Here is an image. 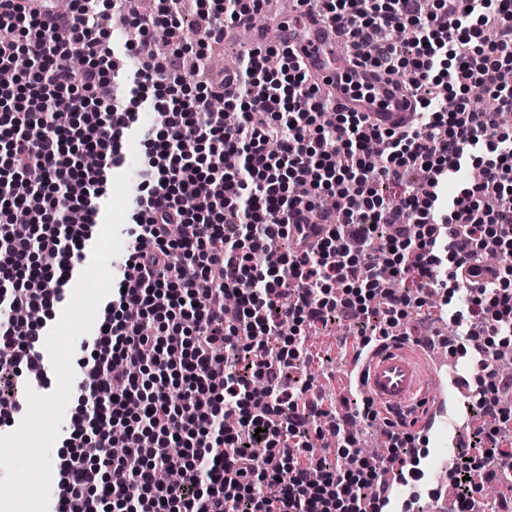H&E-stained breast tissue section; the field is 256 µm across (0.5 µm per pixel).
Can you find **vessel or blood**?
<instances>
[{
    "label": "vessel or blood",
    "instance_id": "1",
    "mask_svg": "<svg viewBox=\"0 0 512 512\" xmlns=\"http://www.w3.org/2000/svg\"><path fill=\"white\" fill-rule=\"evenodd\" d=\"M271 42L291 48L342 111L366 113L385 129L408 123L406 99L394 85L378 82L372 68L356 65L345 48V35L316 10H295L272 20L269 28H254V46ZM353 370L358 389L382 412L410 415L419 430L445 428L442 382L429 373L417 345L375 348Z\"/></svg>",
    "mask_w": 512,
    "mask_h": 512
}]
</instances>
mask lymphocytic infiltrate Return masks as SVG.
<instances>
[{"mask_svg": "<svg viewBox=\"0 0 512 512\" xmlns=\"http://www.w3.org/2000/svg\"><path fill=\"white\" fill-rule=\"evenodd\" d=\"M318 2L354 40L359 63L404 73L412 88H460L453 111L415 97L402 130H380L338 111L294 52L247 49L227 85L200 83L191 95L183 61L194 46L224 40L264 0H218L197 7L186 30L180 0H155L117 21L135 40L112 48L95 0L42 16L39 0H0V70L25 55L37 66L0 85V181L41 172L42 189L0 193V375L39 367L43 322L16 312L62 302V285L90 238L86 216L105 195L124 130L144 100L163 116L146 140L126 273L104 308L100 334L81 357L84 405L72 417L61 465L70 512H367L381 499L390 464L418 478L412 433L386 430L388 453L353 451L346 420L329 421L345 446L315 454L319 416L306 380L281 372L308 366L305 328L339 315L370 319L366 351L405 342L398 328L421 299L386 290L410 274L442 292L460 352H472L478 407L505 419L495 396L500 344L512 343V0H295ZM169 38L158 54L155 31ZM85 60L74 73L66 60ZM143 65L132 97L110 91L122 56ZM165 82H155V69ZM251 86L240 97L241 83ZM484 87L491 111L465 96ZM73 115L57 125L51 105ZM223 110L210 108L211 101ZM239 121L225 125V112ZM381 151L375 175L366 160ZM242 158L224 167L225 155ZM479 181L444 187L463 166ZM425 179L396 199L378 184ZM498 247L502 260L485 257ZM467 308L454 306L459 291ZM512 468V448H459L448 474L452 512H474L471 476Z\"/></svg>", "mask_w": 512, "mask_h": 512, "instance_id": "f902f5d3", "label": "lymphocytic infiltrate"}]
</instances>
